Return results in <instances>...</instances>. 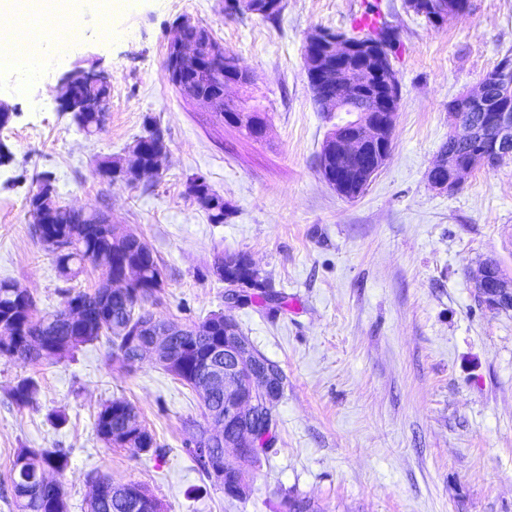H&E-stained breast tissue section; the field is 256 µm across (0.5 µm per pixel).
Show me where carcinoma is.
I'll return each instance as SVG.
<instances>
[{"mask_svg":"<svg viewBox=\"0 0 512 512\" xmlns=\"http://www.w3.org/2000/svg\"><path fill=\"white\" fill-rule=\"evenodd\" d=\"M179 92L193 98L203 92L214 97L213 109L219 117L230 107L224 103L223 96L211 78H200L188 74L180 82ZM336 180L350 182L343 196L352 199L361 194L369 185L367 181H350L345 169L334 171ZM40 185L45 188L49 197L50 224L44 228L43 242L49 245L55 257V265L59 275L71 280L80 273L86 263L95 262L98 254L112 250V225L99 224L96 218L99 212L88 211L82 217L76 212L60 205L52 177L46 174ZM188 192L200 207L207 213L213 224H222L229 216L224 198L218 195L208 183L188 186ZM129 257L145 261L143 279L147 282L164 280L163 265L146 241L134 249L128 248ZM224 278L231 279L246 289L250 303H258L273 307L280 311L288 307V297L280 293L270 295L262 284L265 280L253 271L243 254L229 255L224 261ZM20 285L11 280L0 281V323L7 330L15 325L26 327V335L20 337L19 344L12 351L3 355L23 360L33 365H40L50 358H64L74 353L79 347L105 341L108 347L109 360L116 362L121 368L132 370L131 361L135 349L130 345L127 329L139 324L146 311V306L154 296H144L134 300L133 294L110 295L99 308L89 312L87 323L69 325L58 318L55 312L37 315L36 304L18 295ZM189 335L183 337L175 350L177 368L168 366L164 370L192 386L193 378L202 370L204 360L212 341L220 335L215 322V314L211 313L198 323L189 325ZM38 383L32 378H25L17 383L10 392L12 402L19 408H25L36 401ZM134 412L133 405L125 399H112L103 403L96 414L95 431L97 437L109 446L128 448L139 454L147 452L155 445L150 431L143 427L138 435L126 442L121 439L122 428L127 417ZM68 466L67 454L59 449L21 448L16 453L9 471V482L17 512H68L66 492L62 483L50 487H41L38 478L49 470L57 474L64 472ZM136 501L141 503L140 510L163 512V504L143 485H137ZM286 512H317L311 500L298 495L285 498ZM87 512H130L125 500L119 492L106 490L99 496L88 500Z\"/></svg>","mask_w":512,"mask_h":512,"instance_id":"carcinoma-1","label":"carcinoma"}]
</instances>
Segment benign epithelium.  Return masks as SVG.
Wrapping results in <instances>:
<instances>
[{
	"label": "benign epithelium",
	"instance_id": "1",
	"mask_svg": "<svg viewBox=\"0 0 512 512\" xmlns=\"http://www.w3.org/2000/svg\"><path fill=\"white\" fill-rule=\"evenodd\" d=\"M280 6L278 0H225L224 10L234 14L267 13ZM410 8L441 26L448 20L465 14L467 0H411ZM195 23L185 16L176 26V35L169 43L166 71L169 80H179L186 73L204 71L208 61L224 55V47L216 39L202 38L189 42L182 36V28ZM308 54L317 63L306 65V77L312 86L315 99L326 112L338 117V122L324 142V165L330 169L335 161L351 170L365 169L374 178L387 160L391 133L397 111L393 84L381 81V76L391 72L390 58L371 43H362L346 34L318 30L308 37ZM226 56V55H224ZM498 70L505 74L500 86L499 107L485 111V84L474 92L458 98L453 117L462 125L466 134L448 136V140L466 148L463 158L454 153L441 155L430 168V181L438 189L454 190L464 173L479 164H486L501 152L502 140L497 132L512 127V84L506 75L512 72V61H502ZM248 79L231 56L224 62L221 87L241 85ZM107 78L93 71L75 70L67 73L60 84V98L74 96V88L83 82H105ZM233 111L225 113L230 123L249 121V126L259 136L266 133L264 121L254 113L230 104ZM484 112V125L492 135L477 139L472 135L467 114ZM97 264L105 271V293H125L133 285L142 284L139 261H113V255L101 253ZM477 297L489 310L512 305V278L501 268L484 264L474 276ZM72 324L83 321L86 307L79 301L62 306ZM186 328L180 324L157 319L146 312L133 332L132 346L137 358L134 365L149 359L157 364L172 363L173 349L181 340ZM286 381L267 357L256 352L238 336L233 321L224 318V336L208 354L206 368L195 382L201 405L208 415V425L195 433V444L208 449L220 444L233 451V458L226 456L209 459L211 480L226 487V473L243 459L261 449V438L276 429L274 408L281 398ZM216 395L224 397V405L211 410L208 404Z\"/></svg>",
	"mask_w": 512,
	"mask_h": 512
}]
</instances>
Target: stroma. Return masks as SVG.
<instances>
[{
    "label": "stroma",
    "mask_w": 512,
    "mask_h": 512,
    "mask_svg": "<svg viewBox=\"0 0 512 512\" xmlns=\"http://www.w3.org/2000/svg\"><path fill=\"white\" fill-rule=\"evenodd\" d=\"M366 6L283 0L272 21L225 14L224 0H132L105 30L99 0H86L64 65L47 62L34 78L0 70V102L12 112L0 141L14 154L0 166V279L26 288L41 313L59 308L67 287L90 292L102 280L89 263L66 281L34 236L27 200L51 175L60 205L107 211L160 259L157 318L225 311L287 376L275 447L251 472L249 495L235 499L198 471L182 424L200 419L199 400L159 365L126 371L101 342L39 365L0 356V512H16L6 480L21 448L67 453L59 480L69 512H84L94 472L143 484L165 512H284L288 493L319 512H512V310L479 306L471 281L488 258L512 276V160L475 168L452 191L428 181L453 129L449 104L512 51V0H469L438 28L405 0H377L378 21L398 39L400 99L389 159L349 200L318 167L333 122L314 104L304 46L318 29L359 33ZM183 16L209 26L253 75L225 95L259 108L262 138L169 81L167 46ZM78 69L112 86L107 119L90 136L56 92ZM152 124L169 145L161 175L103 181L99 159L126 156ZM192 174L223 197L224 223L187 195ZM238 253L287 296V310L225 307L213 266ZM26 377L39 392L20 409L9 392ZM115 398L135 406L150 451L98 439L95 413ZM55 411L64 425L49 422Z\"/></svg>",
    "instance_id": "obj_1"
}]
</instances>
